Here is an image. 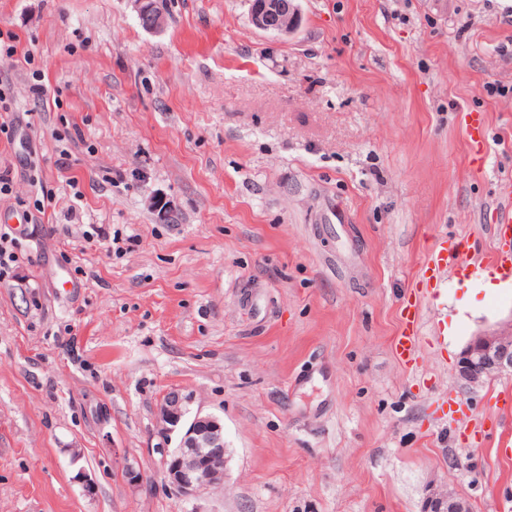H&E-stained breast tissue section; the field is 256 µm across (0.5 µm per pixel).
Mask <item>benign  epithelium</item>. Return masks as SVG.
Segmentation results:
<instances>
[{"label":"benign epithelium","instance_id":"1","mask_svg":"<svg viewBox=\"0 0 512 512\" xmlns=\"http://www.w3.org/2000/svg\"><path fill=\"white\" fill-rule=\"evenodd\" d=\"M141 26L160 31L166 25L162 12L153 0H134ZM250 21L258 29L291 36L301 26L299 0H251ZM159 221L175 224L179 220L176 206L160 194L151 198ZM512 374V323L484 333L460 353L457 363L459 379L468 388L482 386L502 374ZM191 398L168 392L160 404L161 433H178L180 440L165 462V479L185 494H197L224 484L226 448L224 426L210 415L195 414L188 418ZM425 512H471L466 501L446 492L427 499Z\"/></svg>","mask_w":512,"mask_h":512}]
</instances>
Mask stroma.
<instances>
[{"label": "stroma", "mask_w": 512, "mask_h": 512, "mask_svg": "<svg viewBox=\"0 0 512 512\" xmlns=\"http://www.w3.org/2000/svg\"><path fill=\"white\" fill-rule=\"evenodd\" d=\"M156 4L148 32L132 0H0V512H512V375L456 372L512 317L477 267L512 182V0H300L289 37L249 0ZM170 391L223 423L222 487L165 480ZM447 246L436 244L428 253L425 260V267L427 271H432V277L436 276L442 268L448 265H457L460 263V258L463 254V248L460 243L451 242ZM402 315L406 328L397 338L396 352L401 359H405L411 355L413 350L414 329L418 327V313L415 305L409 304L405 306L402 310ZM425 512H471L466 501L446 492L427 499Z\"/></svg>", "instance_id": "35a3bbf8"}]
</instances>
